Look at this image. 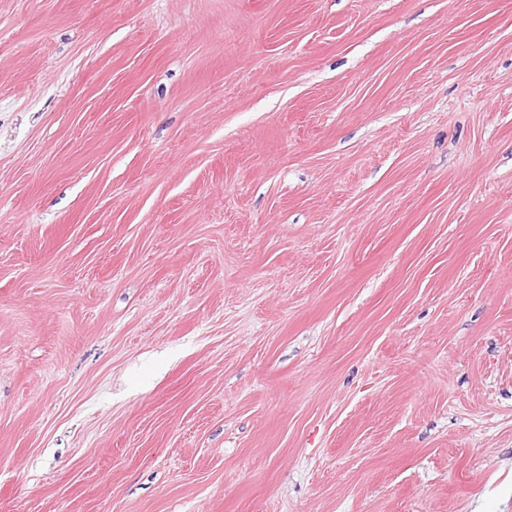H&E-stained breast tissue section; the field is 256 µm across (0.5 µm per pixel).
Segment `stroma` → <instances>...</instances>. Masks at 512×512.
Here are the masks:
<instances>
[{
    "label": "stroma",
    "mask_w": 512,
    "mask_h": 512,
    "mask_svg": "<svg viewBox=\"0 0 512 512\" xmlns=\"http://www.w3.org/2000/svg\"><path fill=\"white\" fill-rule=\"evenodd\" d=\"M512 512V0H0V512Z\"/></svg>",
    "instance_id": "1"
}]
</instances>
